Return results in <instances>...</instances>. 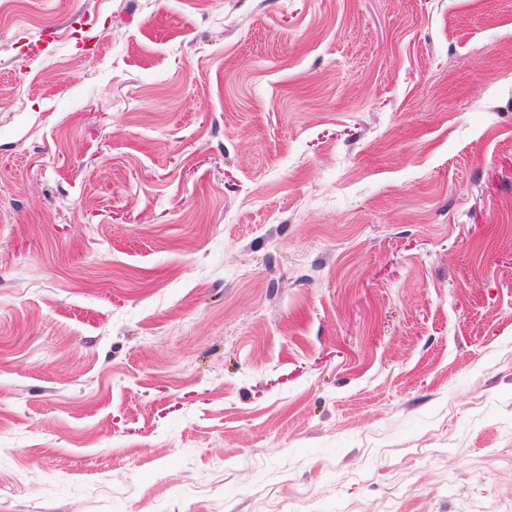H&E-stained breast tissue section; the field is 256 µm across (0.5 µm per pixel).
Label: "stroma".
<instances>
[{
	"mask_svg": "<svg viewBox=\"0 0 512 512\" xmlns=\"http://www.w3.org/2000/svg\"><path fill=\"white\" fill-rule=\"evenodd\" d=\"M3 41L0 512H512V0Z\"/></svg>",
	"mask_w": 512,
	"mask_h": 512,
	"instance_id": "obj_1",
	"label": "stroma"
}]
</instances>
